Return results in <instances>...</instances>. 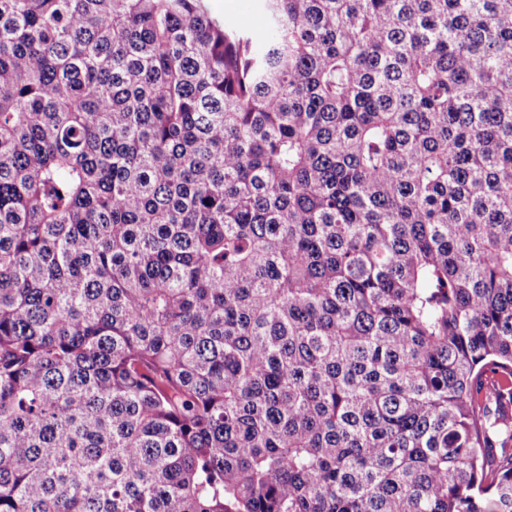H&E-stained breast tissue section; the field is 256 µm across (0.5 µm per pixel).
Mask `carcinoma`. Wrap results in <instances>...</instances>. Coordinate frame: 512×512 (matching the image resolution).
<instances>
[{
    "label": "carcinoma",
    "mask_w": 512,
    "mask_h": 512,
    "mask_svg": "<svg viewBox=\"0 0 512 512\" xmlns=\"http://www.w3.org/2000/svg\"><path fill=\"white\" fill-rule=\"evenodd\" d=\"M0 0V512H512V0ZM263 0H209L212 13L235 26H244L255 31L258 40L264 36L262 25Z\"/></svg>",
    "instance_id": "carcinoma-1"
}]
</instances>
